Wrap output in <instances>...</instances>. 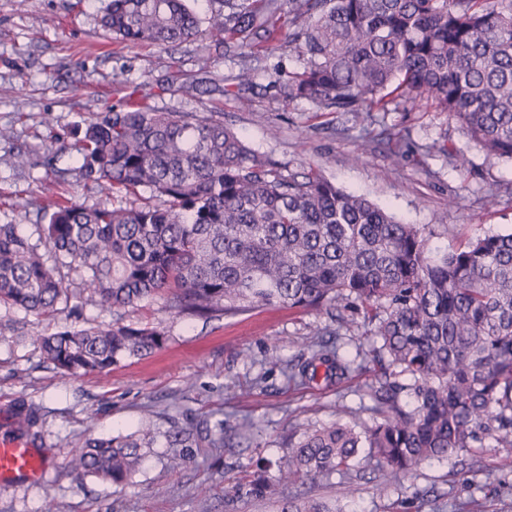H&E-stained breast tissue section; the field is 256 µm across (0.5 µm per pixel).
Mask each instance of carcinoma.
<instances>
[{"instance_id": "obj_1", "label": "carcinoma", "mask_w": 512, "mask_h": 512, "mask_svg": "<svg viewBox=\"0 0 512 512\" xmlns=\"http://www.w3.org/2000/svg\"><path fill=\"white\" fill-rule=\"evenodd\" d=\"M221 3L207 28L225 54L279 42L297 57L285 79L274 68L286 101L368 116L420 104L448 113L487 156L512 161V0H288L284 16L273 0ZM101 26L133 45L174 46L197 40L201 19L186 0H108ZM76 148L85 180L108 194L147 190L157 203H58L44 254L17 225L0 224V304L54 310L69 299L65 267L103 310L165 294L179 314L286 305L323 311L343 328L354 308L374 325L372 370L319 336L288 368V381L304 387L321 367L338 386L372 373L362 389L371 423L292 427L279 480L258 474L249 494L281 502V512H332L288 497V483L349 476L362 448L395 481L426 460L459 464L488 439L512 450V233L432 257L424 228L321 171L284 176L223 120L159 111L130 94L91 118ZM165 341L153 327L115 320L58 330L40 349L76 375ZM215 429L211 447L236 446L224 421ZM145 443L153 439L88 438L71 465L122 484Z\"/></svg>"}]
</instances>
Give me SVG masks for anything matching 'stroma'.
Returning <instances> with one entry per match:
<instances>
[{
  "label": "stroma",
  "mask_w": 512,
  "mask_h": 512,
  "mask_svg": "<svg viewBox=\"0 0 512 512\" xmlns=\"http://www.w3.org/2000/svg\"><path fill=\"white\" fill-rule=\"evenodd\" d=\"M106 3L0 0V128L10 132L0 139V224L17 225L31 244H41L44 207L57 196L92 208L143 203V196L107 194L85 181L75 149L86 122L117 104L121 85L157 110L219 113L282 174L318 168L337 186L424 227L432 252L512 232V163L487 157L447 113L417 106L378 113L411 143L443 148L397 163L385 144L362 138L363 122L351 114L284 103L273 67H296L288 50L247 57L258 77L241 90L228 80L237 65L209 36L175 48L113 41L99 22ZM176 81H200L205 90L186 97L174 91ZM458 155L466 157L464 166L455 164ZM117 316L164 332V346L106 374L65 375L43 359L40 336L108 325ZM331 324L326 313L278 305L206 320L176 314L163 296L117 315L100 311L86 293L41 316L0 304V423L34 410L28 439L50 467L47 480L0 486V512H42L51 500L62 512H279L277 503L253 499L248 483L262 469L277 477L273 462L287 457L282 441L291 426L369 419L359 408L365 377L294 389L269 366L299 358ZM221 419L237 428L230 454L208 445ZM141 426L155 442L128 483H104L71 468V451L86 437L124 436ZM181 429L191 430L192 442L170 448ZM465 460L472 472L432 460L395 483L366 456L354 478L335 474L288 490L334 512H461L471 498L478 512H512V454L474 448ZM474 481L481 491L471 490Z\"/></svg>",
  "instance_id": "stroma-1"
}]
</instances>
